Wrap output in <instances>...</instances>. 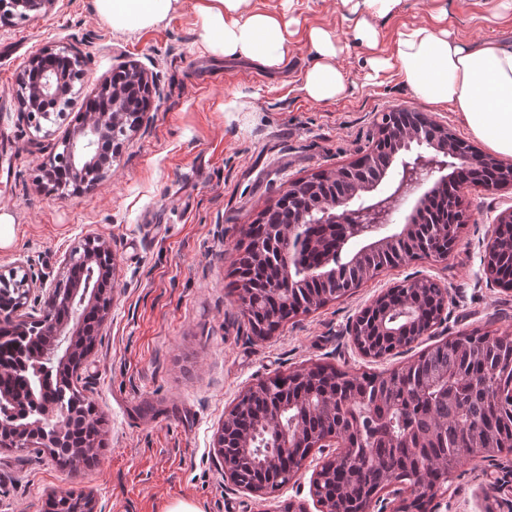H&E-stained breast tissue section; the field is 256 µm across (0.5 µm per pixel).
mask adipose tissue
Segmentation results:
<instances>
[{"label":"adipose tissue","instance_id":"ef3b65f1","mask_svg":"<svg viewBox=\"0 0 512 512\" xmlns=\"http://www.w3.org/2000/svg\"><path fill=\"white\" fill-rule=\"evenodd\" d=\"M400 0H343L353 16L352 37L371 52L373 75L398 70L414 95L433 106H450L472 134L492 152L512 157V44L488 38L470 44L448 29L446 9L434 23L403 27L389 53L379 50L373 23L394 12ZM175 0H94L97 14L110 26L137 31L150 27L173 9ZM197 25L213 55L244 58L279 68L288 55L290 21L255 10L250 0H200ZM306 46L313 58L302 88L316 102L339 98L345 76L336 60L343 47L336 33L312 28Z\"/></svg>","mask_w":512,"mask_h":512}]
</instances>
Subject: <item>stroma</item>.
I'll return each mask as SVG.
<instances>
[{
  "instance_id": "1",
  "label": "stroma",
  "mask_w": 512,
  "mask_h": 512,
  "mask_svg": "<svg viewBox=\"0 0 512 512\" xmlns=\"http://www.w3.org/2000/svg\"><path fill=\"white\" fill-rule=\"evenodd\" d=\"M198 0H177L157 24L110 28L94 0H58L28 21L0 18V213L15 235L0 249V275L29 260L30 292L19 317L42 318L52 300L42 283L66 282V260L86 238H106L114 253L112 305L76 388L103 419L94 466H64L48 452L0 449V512H46L56 493L93 492L97 512H163L178 500L200 512H267L273 502L319 506L310 492L324 460L311 450L293 479L273 497L233 491L215 462L217 434L239 396L259 380L313 364L351 373L407 365L427 347L461 333L512 335V288L487 280L486 248L498 216L512 209V183L489 190L463 186L467 222L448 255L422 257L380 271L359 288L255 335L232 287L249 224L290 182L330 172L365 154L383 112L423 113L477 150L459 115L418 100L399 74L368 80V49L354 42L340 0H251L253 8L289 14L296 35L288 62L271 71L246 59L205 50L196 25ZM448 27L477 42L512 41V13L486 20L483 0H400L376 25L384 47L402 26L427 23L440 5ZM336 32L346 91L315 102L302 89L312 59L305 32ZM69 43L86 60L73 97L88 96L113 69L135 63L156 79L149 121L123 145L92 189L54 192L40 183L73 119L35 129L15 95L28 60L44 47ZM422 278L448 291L430 335L381 359L365 357L349 327L374 298ZM500 490L488 495L489 480ZM447 512H512V452L466 462L448 481Z\"/></svg>"
}]
</instances>
